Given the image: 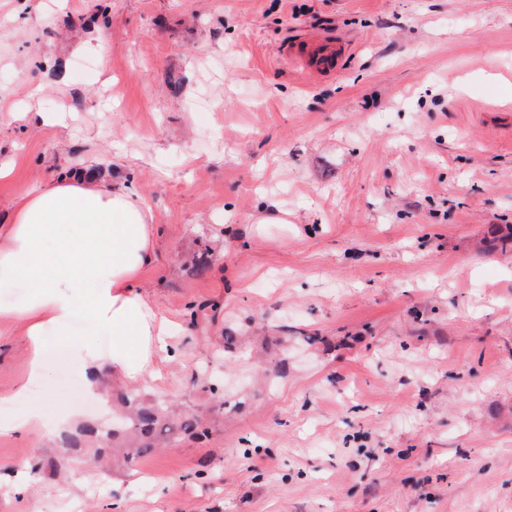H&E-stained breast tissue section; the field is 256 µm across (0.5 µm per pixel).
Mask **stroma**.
<instances>
[{
	"label": "stroma",
	"mask_w": 512,
	"mask_h": 512,
	"mask_svg": "<svg viewBox=\"0 0 512 512\" xmlns=\"http://www.w3.org/2000/svg\"><path fill=\"white\" fill-rule=\"evenodd\" d=\"M323 32L352 48L310 78L282 49ZM486 98L512 102V0H0V224L63 169L140 197L172 358L125 389L208 429L128 465L63 450L64 415L112 407L45 338L0 512H512V252L485 249L512 118ZM27 369L0 316V397Z\"/></svg>",
	"instance_id": "35a3bbf8"
}]
</instances>
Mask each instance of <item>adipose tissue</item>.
Wrapping results in <instances>:
<instances>
[{
  "instance_id": "ef3b65f1",
  "label": "adipose tissue",
  "mask_w": 512,
  "mask_h": 512,
  "mask_svg": "<svg viewBox=\"0 0 512 512\" xmlns=\"http://www.w3.org/2000/svg\"><path fill=\"white\" fill-rule=\"evenodd\" d=\"M154 215L124 186L95 174L70 173L38 193L21 197L0 225V292L14 291L0 306L24 327L27 378L17 396L47 370L42 338L71 335L76 322L112 338L108 348L78 339L90 386L104 367L136 382L155 373L168 325L138 284L154 257Z\"/></svg>"
}]
</instances>
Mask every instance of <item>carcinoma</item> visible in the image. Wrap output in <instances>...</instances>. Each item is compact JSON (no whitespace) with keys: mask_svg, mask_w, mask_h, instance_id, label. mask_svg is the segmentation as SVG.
<instances>
[{"mask_svg":"<svg viewBox=\"0 0 512 512\" xmlns=\"http://www.w3.org/2000/svg\"><path fill=\"white\" fill-rule=\"evenodd\" d=\"M124 426L112 429V446L122 452L128 462H134L157 448L169 445L184 435L199 433L203 421L193 414L177 415L161 399L145 402L135 396L123 397ZM102 441V430L88 425L78 434L64 438L66 447L80 448L85 439Z\"/></svg>","mask_w":512,"mask_h":512,"instance_id":"carcinoma-1","label":"carcinoma"}]
</instances>
